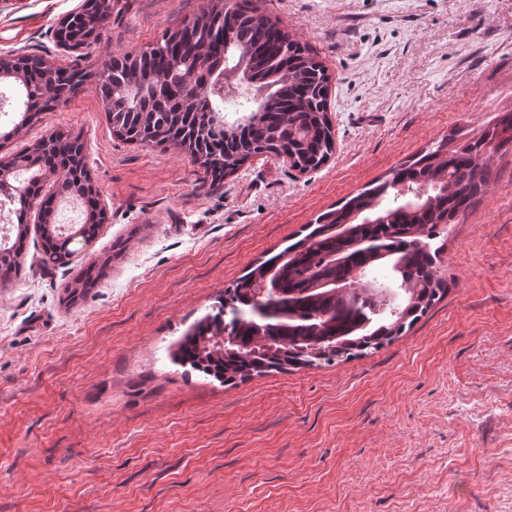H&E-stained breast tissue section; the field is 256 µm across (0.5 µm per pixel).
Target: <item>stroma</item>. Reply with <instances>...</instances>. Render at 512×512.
Returning <instances> with one entry per match:
<instances>
[{
	"label": "stroma",
	"instance_id": "35a3bbf8",
	"mask_svg": "<svg viewBox=\"0 0 512 512\" xmlns=\"http://www.w3.org/2000/svg\"><path fill=\"white\" fill-rule=\"evenodd\" d=\"M208 0H0V56L94 70ZM331 74L332 157L276 154L211 185L190 156L115 139L94 86L0 145L80 136L107 219L69 264L0 285V512H512V146L438 238L448 291L396 341L224 386L171 361L180 334L307 224L445 139L512 113V0H257ZM128 239L121 257L112 244ZM103 268L77 302L86 270ZM112 13V0H87L77 12L68 14L58 28L60 42L73 47L97 39L104 22Z\"/></svg>",
	"mask_w": 512,
	"mask_h": 512
}]
</instances>
